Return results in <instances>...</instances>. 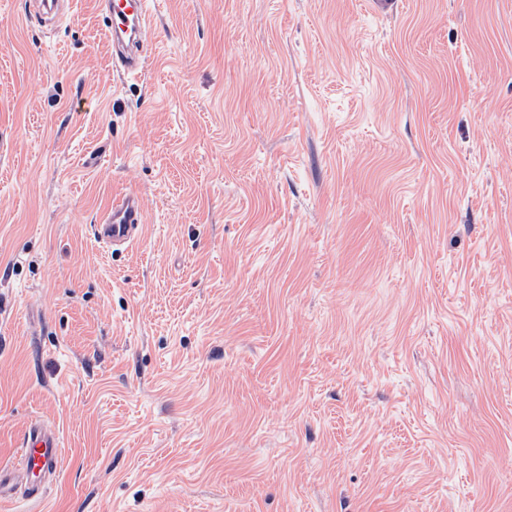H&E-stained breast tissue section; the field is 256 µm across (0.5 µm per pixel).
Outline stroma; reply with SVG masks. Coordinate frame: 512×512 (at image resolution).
Returning a JSON list of instances; mask_svg holds the SVG:
<instances>
[{"mask_svg": "<svg viewBox=\"0 0 512 512\" xmlns=\"http://www.w3.org/2000/svg\"><path fill=\"white\" fill-rule=\"evenodd\" d=\"M378 2L0 0V512H512V0ZM32 18L41 24L47 26L55 23L60 17V5L64 4L61 0H34ZM96 6L111 32L112 69L126 76L139 75L154 30L149 0H98ZM144 211L145 204L135 193L114 198L102 214L100 224L95 225L96 239L109 249L131 247L145 234ZM19 469L0 468V504L17 497L37 501L44 495V486L60 471L62 445L55 428L42 423H31L18 448ZM23 487V493L19 488Z\"/></svg>", "mask_w": 512, "mask_h": 512, "instance_id": "obj_1", "label": "stroma"}]
</instances>
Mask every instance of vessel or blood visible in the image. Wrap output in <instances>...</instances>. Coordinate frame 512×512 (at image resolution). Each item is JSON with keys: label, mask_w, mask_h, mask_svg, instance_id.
<instances>
[{"label": "vessel or blood", "mask_w": 512, "mask_h": 512, "mask_svg": "<svg viewBox=\"0 0 512 512\" xmlns=\"http://www.w3.org/2000/svg\"><path fill=\"white\" fill-rule=\"evenodd\" d=\"M61 0H33V17L43 25L60 17ZM97 9L111 32L112 68L124 75H139L149 53L153 15L149 0H97ZM145 204L141 197L127 193L113 199L95 227L98 242L109 249L128 248L146 231ZM21 466L0 468V504L24 496L36 501L44 486L56 476L62 461L57 430L42 423L30 424L18 448Z\"/></svg>", "instance_id": "obj_1"}]
</instances>
